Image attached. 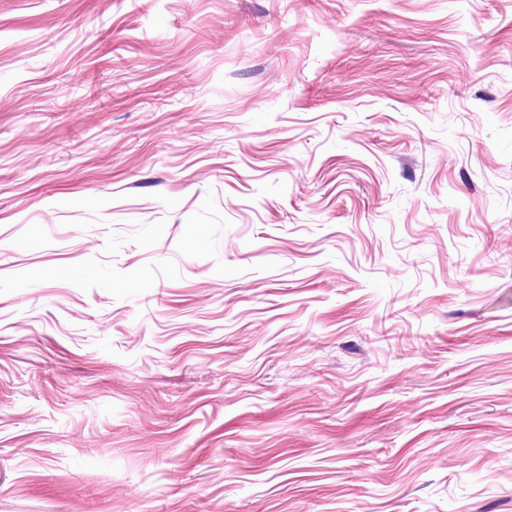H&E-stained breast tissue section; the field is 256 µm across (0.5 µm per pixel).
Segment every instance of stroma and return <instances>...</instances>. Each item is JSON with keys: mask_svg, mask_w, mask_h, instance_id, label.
<instances>
[{"mask_svg": "<svg viewBox=\"0 0 512 512\" xmlns=\"http://www.w3.org/2000/svg\"><path fill=\"white\" fill-rule=\"evenodd\" d=\"M0 512H512V0H0Z\"/></svg>", "mask_w": 512, "mask_h": 512, "instance_id": "35a3bbf8", "label": "stroma"}]
</instances>
